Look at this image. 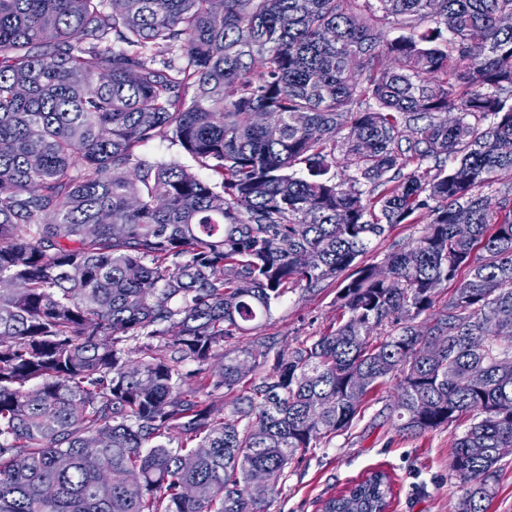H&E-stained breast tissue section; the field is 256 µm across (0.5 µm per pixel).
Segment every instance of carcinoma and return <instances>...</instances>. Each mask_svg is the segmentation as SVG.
<instances>
[{
	"mask_svg": "<svg viewBox=\"0 0 512 512\" xmlns=\"http://www.w3.org/2000/svg\"><path fill=\"white\" fill-rule=\"evenodd\" d=\"M504 15L512 0H0V281H21L0 288V512H269L297 454L389 380L402 436L470 417L450 469L459 512H486L512 448V188L482 194L512 170ZM167 132L208 177L141 153ZM421 217L387 278L355 267ZM328 280L336 322L282 349L272 307ZM391 496L374 472L322 512Z\"/></svg>",
	"mask_w": 512,
	"mask_h": 512,
	"instance_id": "carcinoma-1",
	"label": "carcinoma"
}]
</instances>
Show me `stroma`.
<instances>
[{
    "label": "stroma",
    "mask_w": 512,
    "mask_h": 512,
    "mask_svg": "<svg viewBox=\"0 0 512 512\" xmlns=\"http://www.w3.org/2000/svg\"><path fill=\"white\" fill-rule=\"evenodd\" d=\"M422 229L419 223L395 225L384 238L370 242L357 265L382 264L393 248L411 242ZM337 290L331 281L311 290L295 287L273 307L267 332L280 336L287 348L321 335L338 315ZM393 387L390 381L377 387L343 435L296 456L270 512H321L325 500L375 471L392 482L388 512H455L461 491L450 460L470 420L464 417L419 437L399 435L383 413L394 398Z\"/></svg>",
    "instance_id": "35a3bbf8"
}]
</instances>
